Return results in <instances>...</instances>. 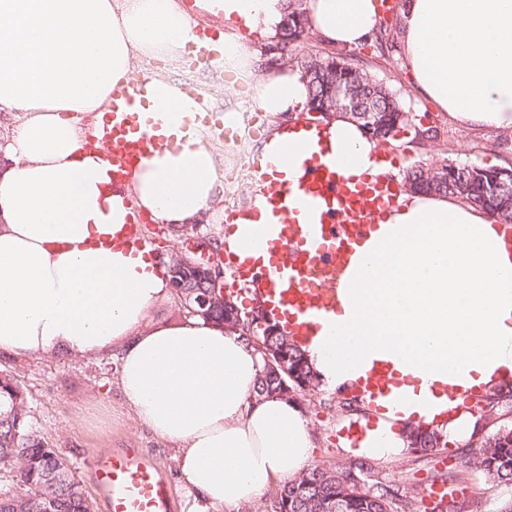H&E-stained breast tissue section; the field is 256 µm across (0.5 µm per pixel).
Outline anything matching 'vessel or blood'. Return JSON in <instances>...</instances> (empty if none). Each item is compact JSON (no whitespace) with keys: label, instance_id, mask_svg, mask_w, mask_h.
Instances as JSON below:
<instances>
[{"label":"vessel or blood","instance_id":"vessel-or-blood-1","mask_svg":"<svg viewBox=\"0 0 512 512\" xmlns=\"http://www.w3.org/2000/svg\"><path fill=\"white\" fill-rule=\"evenodd\" d=\"M149 94L146 85L126 84L112 90L110 107L86 137L87 151L104 153L112 162V180L123 183L143 159L169 149L173 139L160 121L140 112ZM260 186L264 208L272 216L261 243L268 265L227 261L236 281L271 305L284 329L301 343L324 331L336 309V284L357 247L395 204L400 188L395 181L374 175H340L335 165L317 158L304 159L293 185L272 179L260 162L251 165ZM302 204L316 217L314 223L291 219V207ZM142 214H134L118 239L103 237V245L118 243L132 255L151 258ZM386 366H374L356 397L368 398L378 411V398L391 392ZM93 472L104 512H174L173 497L164 471L140 448H113L93 455Z\"/></svg>","mask_w":512,"mask_h":512}]
</instances>
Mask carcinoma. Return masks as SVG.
Instances as JSON below:
<instances>
[{
  "label": "carcinoma",
  "instance_id": "obj_1",
  "mask_svg": "<svg viewBox=\"0 0 512 512\" xmlns=\"http://www.w3.org/2000/svg\"><path fill=\"white\" fill-rule=\"evenodd\" d=\"M309 33L304 12L294 8L288 13V26L282 29L280 42L284 45L301 41ZM352 83L356 84L359 105L372 110L379 118L381 140L390 141L395 134L398 113L405 111L399 95L385 87L366 73H356ZM465 166L448 165V182L432 186L424 178V170L413 167L405 178L413 189L423 192L453 193L467 201L485 208L505 222H512V193L501 191L496 195L487 192L486 185L498 177L512 186V177L507 169L490 167L483 169L484 175L476 178L471 173H462ZM288 363L304 376L303 382L316 387L318 380L304 352L290 336H276ZM473 411L482 419V427L474 432L465 446L475 449L473 456L459 468H450L446 480L455 488L465 483L464 476L475 470L489 481L512 490V425L500 422L504 413L512 415V386H496L484 399L473 406ZM409 451L423 454L436 448L448 446L447 436L436 429L416 427L409 434ZM23 456L15 460L18 477L25 491L40 487L42 477L59 464L56 449L39 434L30 423V410L26 393L15 378L0 374V457ZM77 485L72 469L53 485L54 496L51 512H84L83 498L74 490ZM335 512H409L412 496L409 488L395 480L374 477L368 473L363 462H355L347 468L312 465L279 489L271 500L267 512H321L324 505Z\"/></svg>",
  "mask_w": 512,
  "mask_h": 512
}]
</instances>
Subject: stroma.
Masks as SVG:
<instances>
[{
  "mask_svg": "<svg viewBox=\"0 0 512 512\" xmlns=\"http://www.w3.org/2000/svg\"><path fill=\"white\" fill-rule=\"evenodd\" d=\"M354 56L373 78L399 91L415 120L432 122L441 133L432 148L416 143L408 133L399 134L393 143L384 147L392 166L405 170L425 165L437 154L456 164L512 167V130L464 128L450 122L416 94L404 71L385 62L375 46L356 49ZM191 58L192 53L187 50L177 60L146 59L140 61L139 66L161 77L181 81L200 92L208 98L210 109L218 113L240 104L242 97L251 96L250 80L234 79L233 75L215 66L192 63ZM254 191L253 182L247 175L232 184L221 182L214 216L203 217L193 230L145 220L146 234L152 241L155 257L165 259L171 253L179 252L200 258L201 241L216 244L224 236L228 194L234 192L242 197L243 203L238 210L243 213L247 210L245 202L251 199ZM119 367V357L115 354H36L28 358L0 354V371L14 375L27 394L33 429L71 464L95 507L94 512L103 510L94 484L91 456L100 448L126 447L143 449L159 463L174 491L175 512H195L196 493L178 477L175 448L135 420L117 383ZM348 396L345 390H318L301 402L316 445L313 464L345 467L353 462V455L345 451V443L339 436L350 417L339 403ZM466 453V448L451 446L424 455L407 453L387 463L375 461L371 467L375 474L409 483L414 489L413 508L415 512H421L426 489L436 483L438 474L447 472L455 465L457 457ZM506 495V490L473 473L464 492L457 494L456 499L464 503L466 512H495Z\"/></svg>",
  "mask_w": 512,
  "mask_h": 512,
  "instance_id": "35a3bbf8",
  "label": "stroma"
}]
</instances>
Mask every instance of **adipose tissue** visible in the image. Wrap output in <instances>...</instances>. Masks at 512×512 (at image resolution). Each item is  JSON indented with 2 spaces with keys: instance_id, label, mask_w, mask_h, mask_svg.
<instances>
[{
  "instance_id": "obj_1",
  "label": "adipose tissue",
  "mask_w": 512,
  "mask_h": 512,
  "mask_svg": "<svg viewBox=\"0 0 512 512\" xmlns=\"http://www.w3.org/2000/svg\"><path fill=\"white\" fill-rule=\"evenodd\" d=\"M289 0H0V115L18 118L0 140V352L104 354L120 350L119 387L138 421L176 443L179 477L202 504L251 503L297 476L315 444L298 405L256 397L262 362L239 333L201 319L152 323L170 287L150 261L99 246L133 212L195 224L219 188L213 151L179 82L136 71L197 43V16L224 19L212 65L249 76L263 111L308 109L298 71L261 70ZM309 31L355 47L380 25L376 0H305ZM398 42L414 90L465 126L512 129V0H399ZM143 83L175 139L113 185L111 166L84 152L82 115L105 112L113 88ZM344 175L390 173L377 140L348 115L282 126L262 163L281 180L299 145ZM498 218L461 197L404 194L340 285L330 332L306 345L324 389L366 377L378 360L401 380L396 403L367 425L352 454L392 460L407 419L442 421L465 440L481 423L461 397L434 391L512 375V251Z\"/></svg>"
}]
</instances>
